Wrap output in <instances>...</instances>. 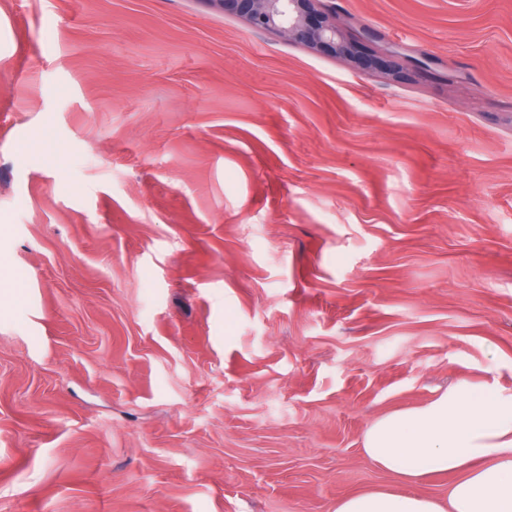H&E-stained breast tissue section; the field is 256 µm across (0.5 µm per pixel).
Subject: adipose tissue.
Segmentation results:
<instances>
[{"label": "adipose tissue", "instance_id": "ef3b65f1", "mask_svg": "<svg viewBox=\"0 0 512 512\" xmlns=\"http://www.w3.org/2000/svg\"><path fill=\"white\" fill-rule=\"evenodd\" d=\"M362 449L405 483L455 480L444 500L373 490L338 499L335 512H512V396L459 382L424 406L378 418Z\"/></svg>", "mask_w": 512, "mask_h": 512}]
</instances>
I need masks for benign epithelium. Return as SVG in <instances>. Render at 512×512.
Returning a JSON list of instances; mask_svg holds the SVG:
<instances>
[{
  "label": "benign epithelium",
  "mask_w": 512,
  "mask_h": 512,
  "mask_svg": "<svg viewBox=\"0 0 512 512\" xmlns=\"http://www.w3.org/2000/svg\"><path fill=\"white\" fill-rule=\"evenodd\" d=\"M215 10L240 16L259 31H277L309 49L349 57L354 45L336 25L324 0H206Z\"/></svg>",
  "instance_id": "7a95c632"
}]
</instances>
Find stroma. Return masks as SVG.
<instances>
[{"label": "stroma", "instance_id": "1", "mask_svg": "<svg viewBox=\"0 0 512 512\" xmlns=\"http://www.w3.org/2000/svg\"><path fill=\"white\" fill-rule=\"evenodd\" d=\"M334 3L0 0V512H333L512 395V0ZM331 0H206L216 11L243 17L259 31H277L287 40L309 49L350 57L354 45L336 25L328 9L318 8Z\"/></svg>", "mask_w": 512, "mask_h": 512}]
</instances>
